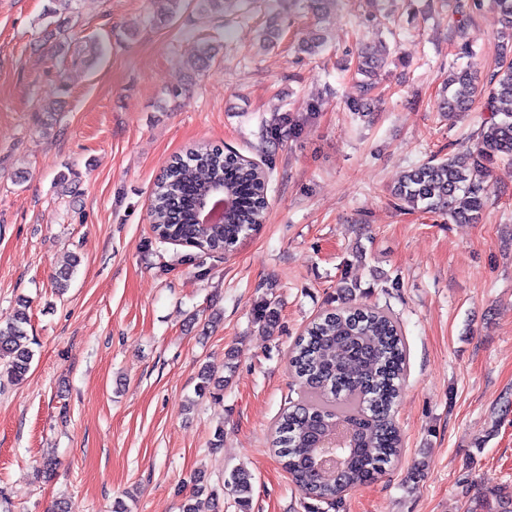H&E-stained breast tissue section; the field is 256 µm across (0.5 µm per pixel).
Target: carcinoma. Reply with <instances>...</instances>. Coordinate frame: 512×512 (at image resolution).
Returning a JSON list of instances; mask_svg holds the SVG:
<instances>
[{
    "label": "carcinoma",
    "instance_id": "cac0c4a2",
    "mask_svg": "<svg viewBox=\"0 0 512 512\" xmlns=\"http://www.w3.org/2000/svg\"><path fill=\"white\" fill-rule=\"evenodd\" d=\"M494 20L503 38H512V0H494ZM382 60L367 49L358 55L357 71L364 76L360 98L353 109L364 107L372 78ZM480 84L478 70L469 67L452 74L443 108L469 111ZM487 108L512 104V60L486 85ZM512 158V111L482 127L476 147L438 162L428 161L408 169L392 195L426 212H448L457 223H476L486 207L491 166ZM268 174L260 165L219 146L198 144L185 156H176L157 180L151 200V220L156 238L179 242L203 254L226 253L258 230L267 210ZM221 184L235 209L224 224L203 227L195 223L198 199ZM79 264L78 258L62 268L55 287L65 290ZM276 301L266 299L253 311V323L267 334L276 326ZM26 310L0 326V375L12 381L25 377L34 353L26 330ZM406 345L401 328L389 310L377 305H353L342 301L306 328L295 345L290 367L299 385V399L280 414L272 446L286 472L301 492L314 500L333 504L343 492L376 481L399 455L402 438L395 405L405 375ZM337 421L347 424L351 440L345 468L338 476L320 475L312 468L319 438ZM252 474L232 470L224 489L240 512H248L253 491ZM206 500H201V496ZM502 512H512V491L503 486L486 488ZM217 494L198 487L182 505V512H203L215 507Z\"/></svg>",
    "mask_w": 512,
    "mask_h": 512
}]
</instances>
